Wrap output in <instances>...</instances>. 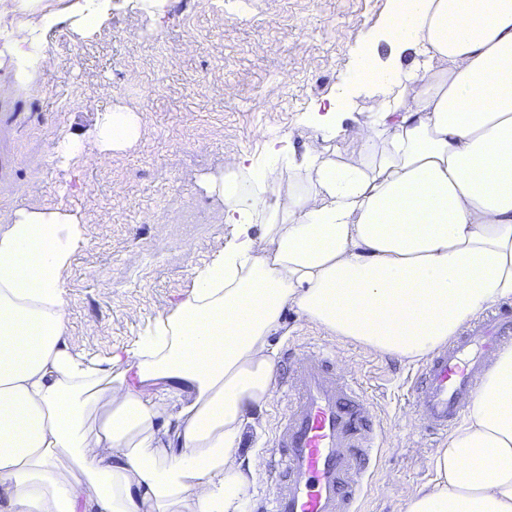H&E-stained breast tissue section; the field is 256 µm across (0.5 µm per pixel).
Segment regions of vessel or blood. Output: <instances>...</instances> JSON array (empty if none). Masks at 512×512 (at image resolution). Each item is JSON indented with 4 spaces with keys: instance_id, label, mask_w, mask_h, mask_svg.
Masks as SVG:
<instances>
[{
    "instance_id": "vessel-or-blood-1",
    "label": "vessel or blood",
    "mask_w": 512,
    "mask_h": 512,
    "mask_svg": "<svg viewBox=\"0 0 512 512\" xmlns=\"http://www.w3.org/2000/svg\"><path fill=\"white\" fill-rule=\"evenodd\" d=\"M512 347V304L490 307L465 323L415 372L412 403L427 437L445 436L468 412L493 354ZM283 360L284 409L258 512H359L363 480L377 461L380 426L360 385L336 368L333 351L291 346Z\"/></svg>"
}]
</instances>
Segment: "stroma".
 I'll use <instances>...</instances> for the list:
<instances>
[{
  "mask_svg": "<svg viewBox=\"0 0 512 512\" xmlns=\"http://www.w3.org/2000/svg\"><path fill=\"white\" fill-rule=\"evenodd\" d=\"M80 2L0 0V27L57 19L44 35L40 92L19 86L0 57V215L26 205L82 217L86 240L65 273L69 339L104 359L145 335L236 236L205 191L226 158L246 156L282 183L286 153L331 146L307 122L317 106L340 100L351 124L372 111L376 98L354 73L363 55L389 59L392 0H166L159 11L152 0H112L85 36L75 31ZM116 105L141 115L140 135L98 153L96 122ZM66 136L86 150L64 166L54 147ZM285 323L276 348L290 339L335 347L385 430L360 512H405L435 476L437 445L422 440L409 393L416 363L327 335L293 310ZM280 414L279 400L263 408L241 455L267 462Z\"/></svg>",
  "mask_w": 512,
  "mask_h": 512,
  "instance_id": "1",
  "label": "stroma"
}]
</instances>
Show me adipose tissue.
<instances>
[{"label": "adipose tissue", "instance_id": "1", "mask_svg": "<svg viewBox=\"0 0 512 512\" xmlns=\"http://www.w3.org/2000/svg\"><path fill=\"white\" fill-rule=\"evenodd\" d=\"M54 22L0 34L18 82ZM388 35L390 63L359 62L365 120L311 115L359 151L290 158L283 196L244 156L209 176L242 232L134 347L98 361L70 344L78 215L0 217V512H247L257 467L239 450L275 396L287 309L414 362L512 297V0H394ZM140 128L116 106L94 142L123 149ZM434 465L406 512H512V348Z\"/></svg>", "mask_w": 512, "mask_h": 512}]
</instances>
